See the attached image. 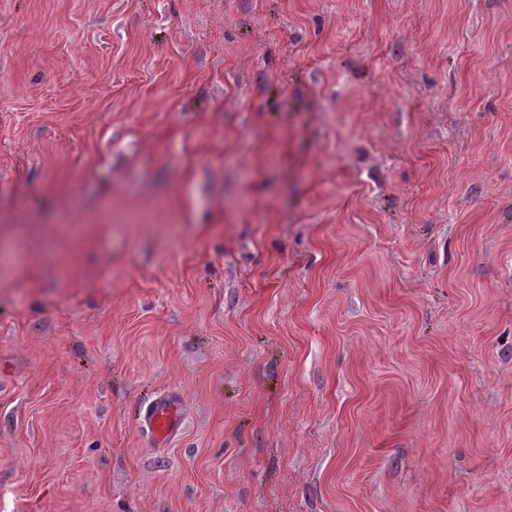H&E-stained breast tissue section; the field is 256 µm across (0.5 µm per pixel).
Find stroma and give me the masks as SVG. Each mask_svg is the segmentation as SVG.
Here are the masks:
<instances>
[{"instance_id": "obj_1", "label": "stroma", "mask_w": 512, "mask_h": 512, "mask_svg": "<svg viewBox=\"0 0 512 512\" xmlns=\"http://www.w3.org/2000/svg\"><path fill=\"white\" fill-rule=\"evenodd\" d=\"M0 512H512V0H0ZM178 411V404L172 398L157 400L152 405L146 422L158 444L166 443L174 432Z\"/></svg>"}]
</instances>
